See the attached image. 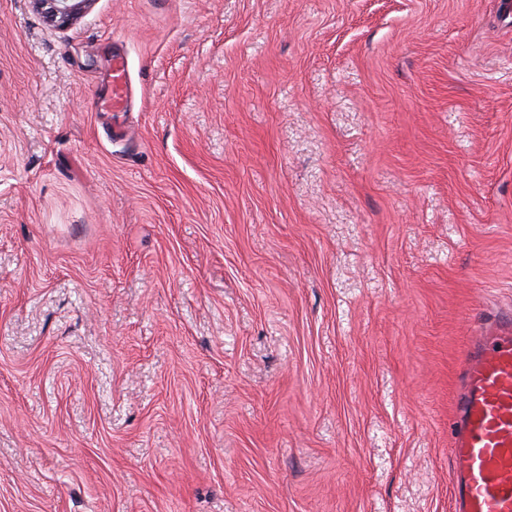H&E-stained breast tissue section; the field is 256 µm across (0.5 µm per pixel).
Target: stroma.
Returning <instances> with one entry per match:
<instances>
[{"instance_id": "stroma-1", "label": "stroma", "mask_w": 512, "mask_h": 512, "mask_svg": "<svg viewBox=\"0 0 512 512\" xmlns=\"http://www.w3.org/2000/svg\"><path fill=\"white\" fill-rule=\"evenodd\" d=\"M506 312L512 0H0V512H450ZM50 25L64 28L75 24L93 6L95 0H31ZM125 61L117 54L112 60V84L110 87L108 102L112 107V112H120L126 103L127 85L125 81Z\"/></svg>"}]
</instances>
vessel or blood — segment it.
I'll use <instances>...</instances> for the list:
<instances>
[{
	"mask_svg": "<svg viewBox=\"0 0 512 512\" xmlns=\"http://www.w3.org/2000/svg\"><path fill=\"white\" fill-rule=\"evenodd\" d=\"M127 99L125 61L112 60L108 102ZM453 512H512V319L482 323L460 375L450 423Z\"/></svg>",
	"mask_w": 512,
	"mask_h": 512,
	"instance_id": "1",
	"label": "vessel or blood"
}]
</instances>
